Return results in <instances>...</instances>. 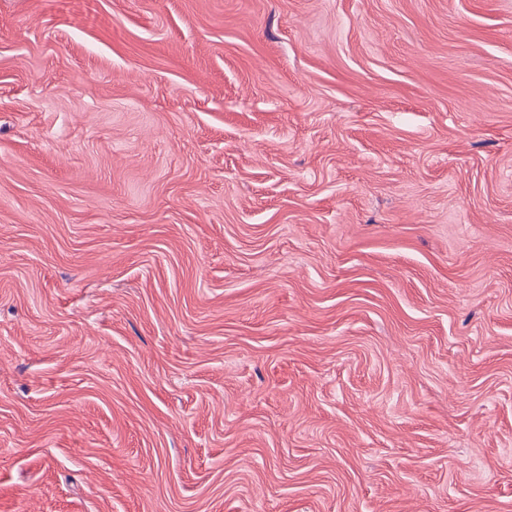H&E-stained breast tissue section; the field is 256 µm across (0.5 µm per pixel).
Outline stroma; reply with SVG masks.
<instances>
[{"instance_id": "stroma-1", "label": "stroma", "mask_w": 512, "mask_h": 512, "mask_svg": "<svg viewBox=\"0 0 512 512\" xmlns=\"http://www.w3.org/2000/svg\"><path fill=\"white\" fill-rule=\"evenodd\" d=\"M0 512H512V0H0Z\"/></svg>"}]
</instances>
